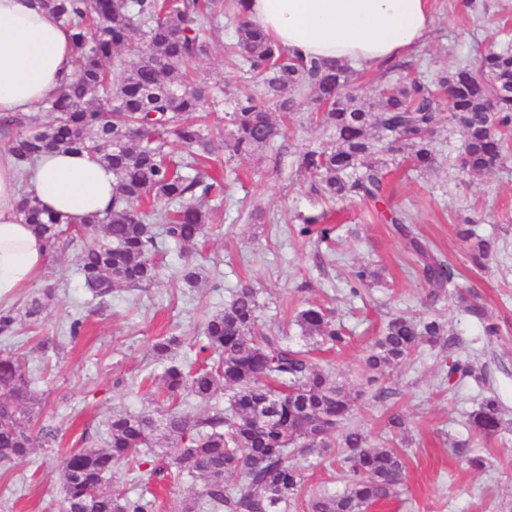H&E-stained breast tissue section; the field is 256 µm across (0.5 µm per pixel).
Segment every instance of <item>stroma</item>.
<instances>
[{"mask_svg": "<svg viewBox=\"0 0 512 512\" xmlns=\"http://www.w3.org/2000/svg\"><path fill=\"white\" fill-rule=\"evenodd\" d=\"M434 11V29L411 58V74L431 78L474 63L486 49H512V0H434ZM234 35V25L225 24L211 55L198 66L201 83L227 91L235 86L238 71L225 51ZM283 124L279 151L235 160L240 179L224 194V218L211 224L194 249L203 276L199 287L181 279L183 253L165 242L157 255L158 280L113 293L104 307L88 304L77 253L70 248L48 259L40 277L22 291L25 300L47 288L52 296L38 322L19 320L9 338H0V347L27 354L37 394L34 427L46 437L26 460L0 467V512H59L61 458L103 438L113 411L150 409L151 393L170 362L194 361L205 319L245 284L257 292L267 334L286 337L289 345L302 342L294 317L308 303L335 309L337 319L353 330L352 344L324 355L322 365L358 392L352 421L371 443L383 440L409 451L402 494L380 512H512V431L485 440L469 430L467 415L479 392L474 381L448 386L441 379L443 355L428 346L386 373L375 376L367 369L366 357L389 316L421 313L426 290L407 240L382 213L358 200L329 207L306 196L296 159L328 141L321 118L302 111ZM435 140L436 171L416 172L400 159L390 164L392 206L450 263L457 288L475 294L490 318L512 324V148L498 169L472 179L457 167L459 128L444 125ZM325 209L335 225L333 242L300 236V217ZM466 217L475 219L478 234L499 239L486 269L472 267L456 234ZM361 263L372 264L382 277L355 296L347 278ZM432 311L471 357L489 364L488 388L512 416V328L488 343L479 322L454 297L445 296ZM77 316L84 328L73 341L66 330ZM168 336L182 337V346L171 357L156 356L153 344ZM382 388L393 391L383 402L374 398ZM393 412L405 419V433L386 430ZM461 440L486 459L485 470L472 469L453 451Z\"/></svg>", "mask_w": 512, "mask_h": 512, "instance_id": "obj_1", "label": "stroma"}]
</instances>
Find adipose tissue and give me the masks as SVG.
I'll use <instances>...</instances> for the list:
<instances>
[{
  "mask_svg": "<svg viewBox=\"0 0 512 512\" xmlns=\"http://www.w3.org/2000/svg\"><path fill=\"white\" fill-rule=\"evenodd\" d=\"M433 0H245L249 20L305 56L386 68L412 57L435 24ZM71 32L40 0H0V114L37 112L72 74ZM40 207L77 219L112 206L113 175L90 154L52 150L20 170L0 146V301L36 280L47 246L18 215L21 181Z\"/></svg>",
  "mask_w": 512,
  "mask_h": 512,
  "instance_id": "adipose-tissue-1",
  "label": "adipose tissue"
}]
</instances>
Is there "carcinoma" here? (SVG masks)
Instances as JSON below:
<instances>
[{
	"mask_svg": "<svg viewBox=\"0 0 512 512\" xmlns=\"http://www.w3.org/2000/svg\"><path fill=\"white\" fill-rule=\"evenodd\" d=\"M72 31V80L46 102L52 119L40 114L0 118L11 151L26 165L53 148L82 150L112 168V211L76 224L39 208L23 194L20 214L40 231L53 255L75 247L83 288L103 303L115 291L144 288L159 275L157 239L164 236L185 249L198 244L218 208L208 202L224 194L220 176L209 167L220 160L209 128V90L193 80L199 60L210 54L224 18V0H43ZM236 41L230 46L246 73L263 77L257 91L241 79L224 116V150L233 156L270 149L283 136L272 112L307 106L323 112L330 141L297 159L306 175L308 198L321 202L359 198L374 205L391 199L382 155L407 154L416 171L436 162L434 134L446 119L463 133L457 165L478 179L503 160L512 134V50L488 49L474 67H462L434 86L421 78H389L370 106L348 91L353 69L342 61L304 60L270 42L235 0ZM453 84L447 102L439 88ZM448 109L443 115L441 107ZM182 151L169 150V139ZM327 212L302 218L298 234L331 239ZM396 232L409 241L419 278L433 306L454 283L450 265L413 232L400 213L390 215ZM457 235L468 243L472 263L482 268L498 249L472 224ZM379 271L359 265L349 274L350 293L378 280ZM49 293L33 297L25 309L0 310V333L17 318L41 315ZM492 340L501 325L462 298ZM309 349L288 346L266 335L259 324L253 288L238 289L224 308L205 322L208 355L198 368L168 367L153 392L156 409L114 412L103 445H86L60 464L62 512H160L156 497L131 498L110 486L112 472L147 469L174 481L187 475L200 481L180 512H368L399 496L405 478V452L372 444L348 427L352 400L313 357L316 346L343 347L348 332L333 311L308 306L296 313ZM459 339L438 317L396 315L383 326L367 358L384 372L425 346L446 357L448 384L485 377L461 358ZM228 393V405L214 404L203 414L186 410L192 397L210 402ZM35 393L23 355L0 350V466L23 461L36 447ZM509 425L497 395L481 398L468 414V426L481 438ZM335 448L338 478L334 495L311 492L298 465L301 458Z\"/></svg>",
	"mask_w": 512,
	"mask_h": 512,
	"instance_id": "obj_1",
	"label": "carcinoma"
}]
</instances>
